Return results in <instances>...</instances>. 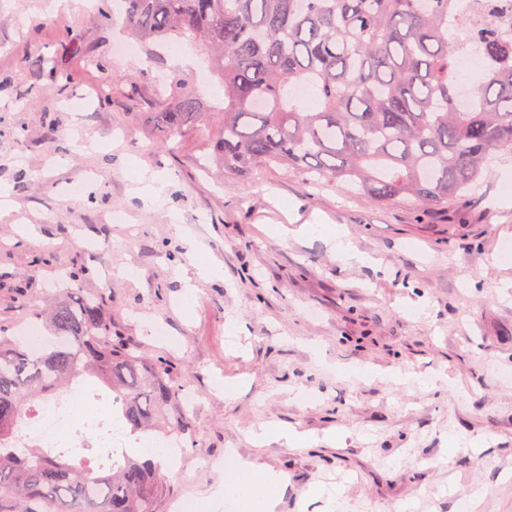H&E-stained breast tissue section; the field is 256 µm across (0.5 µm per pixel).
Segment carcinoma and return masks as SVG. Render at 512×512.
Masks as SVG:
<instances>
[{"label": "carcinoma", "mask_w": 512, "mask_h": 512, "mask_svg": "<svg viewBox=\"0 0 512 512\" xmlns=\"http://www.w3.org/2000/svg\"><path fill=\"white\" fill-rule=\"evenodd\" d=\"M139 41H198L224 89L208 160L229 174L279 168L384 204L459 201L489 163L512 155V39L498 5L477 0H120ZM475 41L484 66L457 105L456 52ZM306 85L312 100L292 95ZM156 94L158 145L207 123L200 97L175 81ZM52 339L37 355L0 335V512H162L160 466L137 450L45 452L12 446L17 419L79 377L119 401L129 434L194 431L179 407L188 376L112 342L97 293L58 289L42 312Z\"/></svg>", "instance_id": "1"}]
</instances>
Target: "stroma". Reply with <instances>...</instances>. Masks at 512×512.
Listing matches in <instances>:
<instances>
[{
  "instance_id": "stroma-1",
  "label": "stroma",
  "mask_w": 512,
  "mask_h": 512,
  "mask_svg": "<svg viewBox=\"0 0 512 512\" xmlns=\"http://www.w3.org/2000/svg\"><path fill=\"white\" fill-rule=\"evenodd\" d=\"M47 2L0 0V185L14 203L0 214V332L32 325L68 272L107 299L113 341L191 374L195 429L182 473L163 475L164 512L186 495L206 505L224 472L200 461L230 448L286 476L276 512H326L324 485L346 512H459L477 490L476 512H512V207L498 204L512 157L432 212L282 169L206 173L209 129L164 151L152 105L160 73L222 100L198 47L121 54L110 0H70L45 26ZM72 36L86 56H60ZM143 173L165 178L157 203L132 192ZM311 224L343 228L362 262L342 263ZM210 263L220 277L202 276ZM263 422L307 442L256 444Z\"/></svg>"
}]
</instances>
